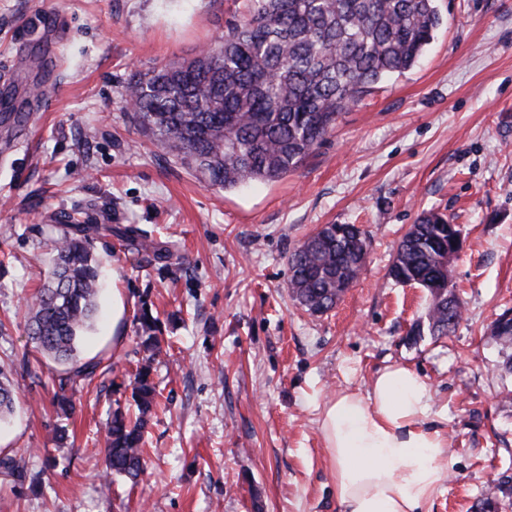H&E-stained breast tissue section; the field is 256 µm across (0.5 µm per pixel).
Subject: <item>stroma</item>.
<instances>
[{
	"label": "stroma",
	"mask_w": 512,
	"mask_h": 512,
	"mask_svg": "<svg viewBox=\"0 0 512 512\" xmlns=\"http://www.w3.org/2000/svg\"><path fill=\"white\" fill-rule=\"evenodd\" d=\"M250 0H0V364L16 412L0 455L43 471L40 491L0 478V512H340L318 428L324 404L406 364L427 381L456 464L428 512H472L512 479V373L491 335L512 308V0H438L420 62L351 105L335 132L273 183H200L145 137L126 103L138 72L195 57ZM80 210L168 242H94L99 315L79 348L102 367L58 413L63 366L36 351L26 303L52 258L48 226ZM457 224L454 334L431 335L426 289L388 268L422 212ZM325 224H355L366 263L336 307L314 314L288 259ZM166 341L152 364L160 407L139 483L100 486L104 424L132 406L145 354L137 315Z\"/></svg>",
	"instance_id": "obj_1"
}]
</instances>
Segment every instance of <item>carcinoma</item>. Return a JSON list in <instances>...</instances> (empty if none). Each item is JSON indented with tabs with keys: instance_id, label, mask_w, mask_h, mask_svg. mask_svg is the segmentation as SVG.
Returning <instances> with one entry per match:
<instances>
[{
	"instance_id": "cac0c4a2",
	"label": "carcinoma",
	"mask_w": 512,
	"mask_h": 512,
	"mask_svg": "<svg viewBox=\"0 0 512 512\" xmlns=\"http://www.w3.org/2000/svg\"><path fill=\"white\" fill-rule=\"evenodd\" d=\"M442 25L435 0H252L249 15L194 58L133 76L126 96L144 133L208 186L235 188L276 182L295 171L337 125L344 110L375 85L413 68ZM58 234L46 283L30 306L28 337L41 352L69 365L55 393L58 410L76 408L77 383L100 363L76 364L79 345L92 329L101 292L94 240L134 228L112 229L71 213L57 216ZM448 216L423 213L400 240L390 276L426 290L456 295L448 249L462 247ZM367 242L353 224H325L289 257L288 288L307 310L326 313L356 280ZM437 304L428 313L431 332L447 336L463 318ZM147 364L134 374L137 413L116 409L105 425V484L135 481L144 472V433L157 405L152 361L162 352L158 319L148 308L137 316ZM493 336L512 350V318L499 315ZM15 395L0 367V422L14 412ZM0 475L13 486L34 485L26 461L0 456Z\"/></svg>"
}]
</instances>
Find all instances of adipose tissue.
Returning a JSON list of instances; mask_svg holds the SVG:
<instances>
[{"mask_svg":"<svg viewBox=\"0 0 512 512\" xmlns=\"http://www.w3.org/2000/svg\"><path fill=\"white\" fill-rule=\"evenodd\" d=\"M435 417L426 381L399 364L378 372L369 391L325 404L319 428L342 512H425L449 453Z\"/></svg>","mask_w":512,"mask_h":512,"instance_id":"adipose-tissue-1","label":"adipose tissue"}]
</instances>
